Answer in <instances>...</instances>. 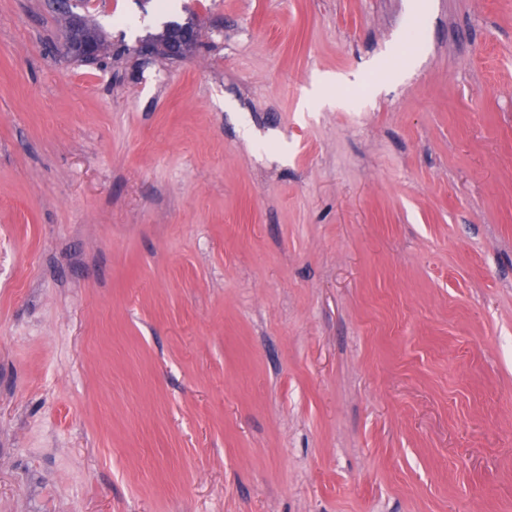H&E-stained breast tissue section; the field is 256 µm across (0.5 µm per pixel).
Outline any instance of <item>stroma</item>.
<instances>
[{
    "instance_id": "obj_1",
    "label": "stroma",
    "mask_w": 512,
    "mask_h": 512,
    "mask_svg": "<svg viewBox=\"0 0 512 512\" xmlns=\"http://www.w3.org/2000/svg\"><path fill=\"white\" fill-rule=\"evenodd\" d=\"M413 2L0 0V512H512V0ZM190 27L194 30V32L189 28H181L176 29L172 31L175 27ZM171 32V34H170ZM170 34V38L168 40L167 46L163 49L166 51L167 55L169 56V59L179 60L184 58L189 53V47L192 45L194 39L195 43L193 48L196 47V45L199 42V34L193 23L187 21L185 23H179V22H169L165 25L164 32L153 38L154 41H161L165 39Z\"/></svg>"
}]
</instances>
